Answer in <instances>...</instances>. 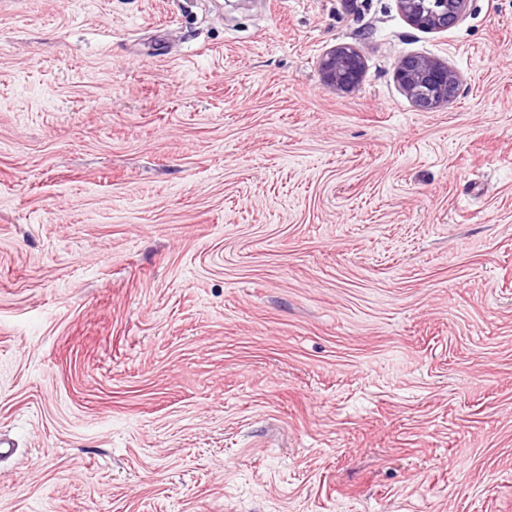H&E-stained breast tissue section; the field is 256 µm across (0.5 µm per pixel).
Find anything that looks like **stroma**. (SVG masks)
<instances>
[{"label": "stroma", "instance_id": "obj_1", "mask_svg": "<svg viewBox=\"0 0 512 512\" xmlns=\"http://www.w3.org/2000/svg\"><path fill=\"white\" fill-rule=\"evenodd\" d=\"M0 438V512H512V0H0ZM468 0H398L407 21L423 30H447L463 17ZM430 3L433 6H427ZM320 67L328 83L344 90L355 88L364 72L361 55L348 45L333 47L321 60ZM395 78L419 107L428 111L448 102L458 83L456 74L448 66L421 56L402 58L395 67Z\"/></svg>", "mask_w": 512, "mask_h": 512}]
</instances>
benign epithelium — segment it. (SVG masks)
Returning <instances> with one entry per match:
<instances>
[{
	"label": "benign epithelium",
	"instance_id": "obj_1",
	"mask_svg": "<svg viewBox=\"0 0 512 512\" xmlns=\"http://www.w3.org/2000/svg\"><path fill=\"white\" fill-rule=\"evenodd\" d=\"M407 21L423 30H446L463 17L467 0H398ZM324 79L344 90L355 88L361 81L364 62L348 45L328 51L321 60ZM395 78L419 107L434 110L451 98L457 88L456 74L448 66L428 57L409 56L395 67Z\"/></svg>",
	"mask_w": 512,
	"mask_h": 512
}]
</instances>
